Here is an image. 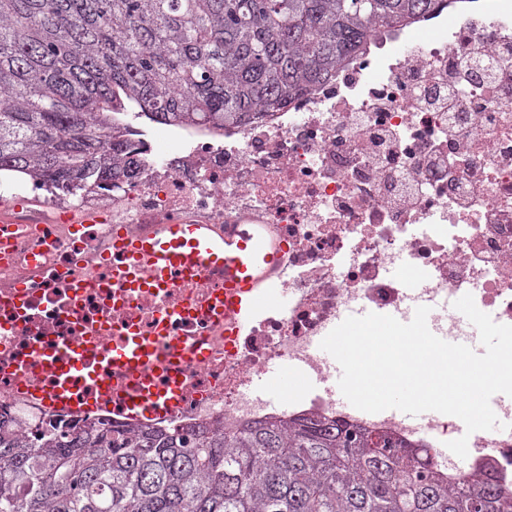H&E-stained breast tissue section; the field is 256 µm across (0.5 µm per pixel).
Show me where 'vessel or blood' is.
<instances>
[{
  "instance_id": "b4317fda",
  "label": "vessel or blood",
  "mask_w": 512,
  "mask_h": 512,
  "mask_svg": "<svg viewBox=\"0 0 512 512\" xmlns=\"http://www.w3.org/2000/svg\"><path fill=\"white\" fill-rule=\"evenodd\" d=\"M124 262L118 278L129 288H170L182 279H193L207 269L224 272V285L234 291L232 300L239 313L236 329L247 327L245 312L250 301L245 293L255 287V258L259 247L237 244L229 247L202 224H174L162 237L145 242L119 241ZM168 328L156 336L125 334L122 344L100 351L96 362L88 360L87 343H70L65 355L53 358L41 346H33L30 360L47 368L54 379L52 396L57 402L77 406L80 389L91 382L99 387V404L110 403L135 417L173 413L179 406L183 377L164 368L161 377L146 375V368L160 359L161 348L170 340ZM298 373L286 364L271 368L258 379L255 390L276 398L294 386Z\"/></svg>"
}]
</instances>
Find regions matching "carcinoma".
Masks as SVG:
<instances>
[{"label": "carcinoma", "instance_id": "cac0c4a2", "mask_svg": "<svg viewBox=\"0 0 512 512\" xmlns=\"http://www.w3.org/2000/svg\"><path fill=\"white\" fill-rule=\"evenodd\" d=\"M459 0H0V171L78 188L132 177L114 115L216 129L274 112ZM110 148L101 145V136ZM0 436V512H512L403 440L309 415L229 433Z\"/></svg>", "mask_w": 512, "mask_h": 512}]
</instances>
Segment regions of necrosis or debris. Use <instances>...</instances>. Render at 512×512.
<instances>
[{"label": "necrosis or debris", "instance_id": "4bbe7bcc", "mask_svg": "<svg viewBox=\"0 0 512 512\" xmlns=\"http://www.w3.org/2000/svg\"><path fill=\"white\" fill-rule=\"evenodd\" d=\"M120 122L141 148L133 177L71 190L33 177L0 186L15 225L11 257L0 259V325L5 301L25 298L18 326L0 328V358L22 362L33 343L53 350L91 331L107 349L114 328L148 336L165 314L190 348L183 404L155 417L73 413L28 397L0 367L1 430L31 443L56 428L191 435L319 415L423 447L451 481L489 470L512 492V397L492 400L501 426L478 433L463 467L442 453L459 437L455 416L345 410L318 385L328 374L320 343L355 303L395 316L412 300L469 294L512 325V0L436 10L335 81L241 125L152 126L132 112ZM169 224L274 247L243 333L209 316L224 291L209 277L169 290L112 287L116 235L157 236ZM401 265L422 287L387 278ZM278 363L305 386L277 401L255 394L253 381Z\"/></svg>", "mask_w": 512, "mask_h": 512}]
</instances>
